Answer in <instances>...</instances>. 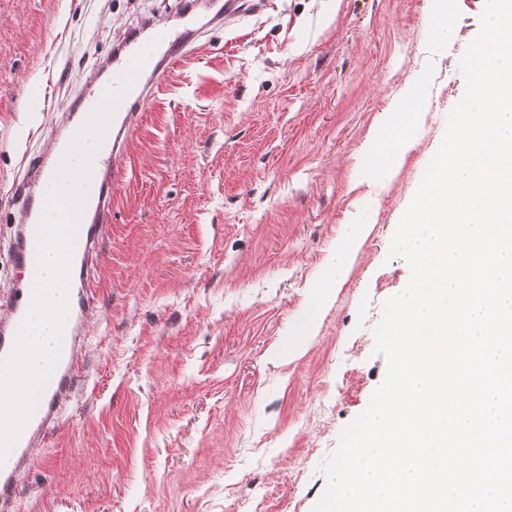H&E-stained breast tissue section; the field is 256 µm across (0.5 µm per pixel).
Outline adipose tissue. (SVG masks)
<instances>
[{"instance_id":"1","label":"adipose tissue","mask_w":512,"mask_h":512,"mask_svg":"<svg viewBox=\"0 0 512 512\" xmlns=\"http://www.w3.org/2000/svg\"><path fill=\"white\" fill-rule=\"evenodd\" d=\"M405 100L402 121L394 123L389 118H382L377 136L361 156V166L365 172L380 181L389 179L397 165L416 149L420 141L421 113L418 97L414 91L410 90L406 92ZM366 233V226H357L350 238L337 245L331 277L323 282L315 295L316 307L326 306L332 298L333 286L344 282L353 254Z\"/></svg>"}]
</instances>
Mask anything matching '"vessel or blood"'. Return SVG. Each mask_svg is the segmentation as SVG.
Wrapping results in <instances>:
<instances>
[{
	"instance_id": "obj_1",
	"label": "vessel or blood",
	"mask_w": 512,
	"mask_h": 512,
	"mask_svg": "<svg viewBox=\"0 0 512 512\" xmlns=\"http://www.w3.org/2000/svg\"><path fill=\"white\" fill-rule=\"evenodd\" d=\"M158 86L155 80L145 83L134 81L112 114V123L117 126V133L108 138L103 156L91 164L89 180L99 187L97 197L87 203L94 213V221L78 225L71 255L70 273L78 279L80 288L62 339V354L31 417L14 444V467L8 476L0 479V512H9L13 488L30 465L28 448L33 447L41 438L45 428L56 423L64 414L76 382L85 374V368L76 361L74 352L84 339L83 313L95 302L97 296L94 285L101 261V243L110 224L115 190L126 169V142L135 118L133 108L137 104L146 103ZM39 225L33 202H26L23 219L16 225L11 243L16 266L26 271L33 270L37 264ZM31 294L32 290L28 287L10 293L7 307L11 316L0 322V360L8 357L13 349L17 330L29 309Z\"/></svg>"
}]
</instances>
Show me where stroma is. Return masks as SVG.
Listing matches in <instances>:
<instances>
[{
    "instance_id": "stroma-1",
    "label": "stroma",
    "mask_w": 512,
    "mask_h": 512,
    "mask_svg": "<svg viewBox=\"0 0 512 512\" xmlns=\"http://www.w3.org/2000/svg\"><path fill=\"white\" fill-rule=\"evenodd\" d=\"M139 108L102 245L88 370L12 512H311L322 462L383 381L374 328L410 278L391 240L439 149L485 0H257ZM189 0H0V295L28 163L51 159L113 47L180 29ZM421 89L418 147L389 183L361 149ZM41 109L24 111L31 90ZM368 225L310 337L337 242ZM438 7L430 17V24L437 36L443 41H453L458 38L459 30L456 25L448 20V3L446 0H439Z\"/></svg>"
}]
</instances>
